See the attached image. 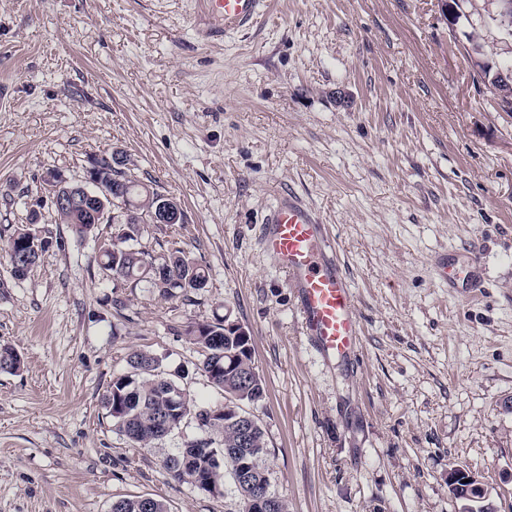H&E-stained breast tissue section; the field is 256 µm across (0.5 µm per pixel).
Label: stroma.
<instances>
[{
	"instance_id": "obj_1",
	"label": "stroma",
	"mask_w": 512,
	"mask_h": 512,
	"mask_svg": "<svg viewBox=\"0 0 512 512\" xmlns=\"http://www.w3.org/2000/svg\"><path fill=\"white\" fill-rule=\"evenodd\" d=\"M264 26L202 41L191 0H0V238L28 223L54 244L24 280L0 253V512H109L163 497L171 512H238L174 481L165 451L195 418L133 446L101 398L136 350L181 368L197 401L223 393L185 335L219 313L251 336L266 396L253 409L271 489L289 512H460L448 471L482 476L512 512V114L479 79L472 45L512 68L495 0H270ZM121 152L176 200L180 224H144L153 257L201 265L192 301L104 275L116 226L85 238L56 221L42 176L83 182ZM292 193L328 224L357 296L358 360L328 366L292 288L260 244L261 220ZM479 257L484 285L439 282L432 256ZM147 497V500L144 498ZM110 512H169L164 499L150 496H130L112 502Z\"/></svg>"
}]
</instances>
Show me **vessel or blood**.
Segmentation results:
<instances>
[{
    "label": "vessel or blood",
    "mask_w": 512,
    "mask_h": 512,
    "mask_svg": "<svg viewBox=\"0 0 512 512\" xmlns=\"http://www.w3.org/2000/svg\"><path fill=\"white\" fill-rule=\"evenodd\" d=\"M267 0H199L210 36L261 24ZM266 253L298 300L304 333L323 362L348 361L361 349L357 298L340 271L326 225L298 198L279 197L262 229Z\"/></svg>",
    "instance_id": "obj_1"
}]
</instances>
